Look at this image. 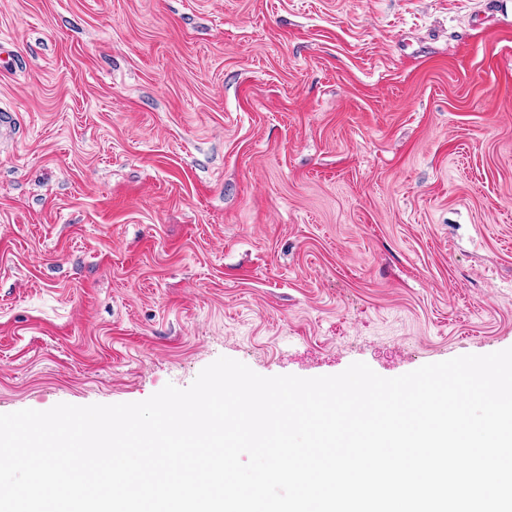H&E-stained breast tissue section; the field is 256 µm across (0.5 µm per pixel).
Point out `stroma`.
Masks as SVG:
<instances>
[{
  "label": "stroma",
  "instance_id": "stroma-1",
  "mask_svg": "<svg viewBox=\"0 0 512 512\" xmlns=\"http://www.w3.org/2000/svg\"><path fill=\"white\" fill-rule=\"evenodd\" d=\"M0 45V413L512 347V0H0Z\"/></svg>",
  "mask_w": 512,
  "mask_h": 512
}]
</instances>
